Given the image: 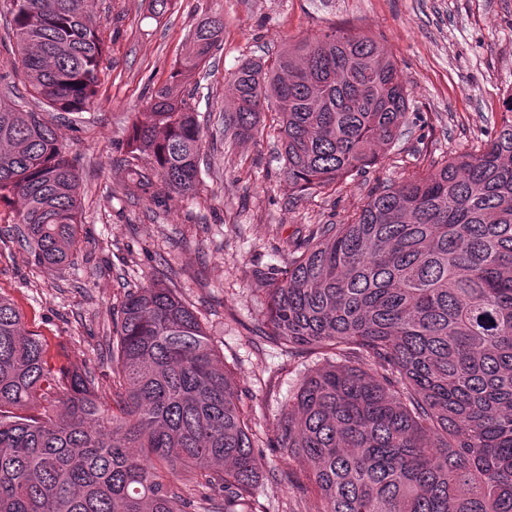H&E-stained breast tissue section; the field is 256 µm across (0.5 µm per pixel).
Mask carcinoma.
Wrapping results in <instances>:
<instances>
[{
	"mask_svg": "<svg viewBox=\"0 0 512 512\" xmlns=\"http://www.w3.org/2000/svg\"><path fill=\"white\" fill-rule=\"evenodd\" d=\"M88 0H9L33 108L0 76V204L49 270L80 244V174L47 112L98 95L105 46ZM224 18L194 29L169 83L126 138L144 197L195 190L214 143L196 76ZM220 135H263L271 113L288 187L318 194L385 157L411 95L373 39L305 37L230 73ZM474 150L382 183L346 224H318L269 272L265 336L326 360L288 398L276 447L305 474V512H512V90ZM146 158L145 166L135 161ZM112 402L86 368L59 369L0 296V512H188L195 488L252 497L259 438L197 313L150 282L112 329ZM180 485H175V482Z\"/></svg>",
	"mask_w": 512,
	"mask_h": 512,
	"instance_id": "1",
	"label": "carcinoma"
}]
</instances>
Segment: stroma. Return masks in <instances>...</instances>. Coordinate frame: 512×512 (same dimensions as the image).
I'll use <instances>...</instances> for the list:
<instances>
[{"label":"stroma","instance_id":"stroma-1","mask_svg":"<svg viewBox=\"0 0 512 512\" xmlns=\"http://www.w3.org/2000/svg\"><path fill=\"white\" fill-rule=\"evenodd\" d=\"M208 12L223 14L224 34L201 80L206 131H216L225 81L241 62L344 28L377 41L412 89L408 122L384 163L339 189L299 198L268 129L208 151L191 194L161 187L151 199L134 195L126 132L145 89L168 83ZM92 18L108 47L99 95L85 112L49 116L81 173L80 249L71 265L47 272L13 239L15 209L0 206V295L45 337L52 363H87L105 391L106 339L127 295L148 282L173 289L197 312L267 444L258 512H305L299 468L273 442L289 393L321 362L304 352L282 355L266 338L263 274L284 265L289 243L313 225L347 223L379 182L400 183L426 158L475 148L512 88V0H175L162 16L150 0H95Z\"/></svg>","mask_w":512,"mask_h":512}]
</instances>
